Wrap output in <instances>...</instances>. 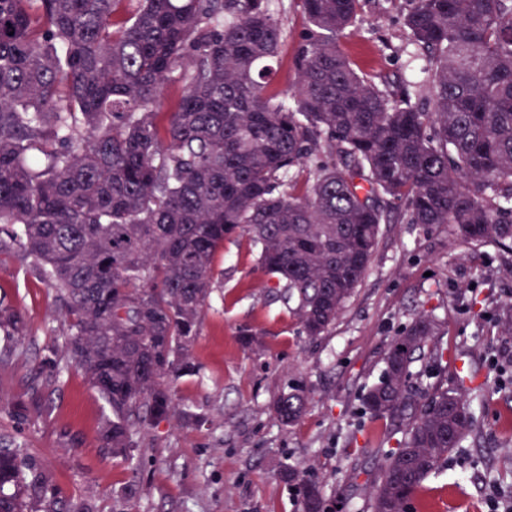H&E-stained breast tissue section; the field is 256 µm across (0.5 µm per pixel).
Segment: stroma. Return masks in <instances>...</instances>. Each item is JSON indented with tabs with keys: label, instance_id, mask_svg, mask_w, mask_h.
<instances>
[{
	"label": "stroma",
	"instance_id": "1",
	"mask_svg": "<svg viewBox=\"0 0 512 512\" xmlns=\"http://www.w3.org/2000/svg\"><path fill=\"white\" fill-rule=\"evenodd\" d=\"M404 0H371L358 29L339 38L353 64L396 90L421 61L410 58L402 27ZM288 38L271 61L274 89L287 92L303 18L296 0H275ZM216 287L189 353L194 374L169 380L179 414L144 432L129 458L113 456L99 434L109 408L64 351L68 324L56 293L19 261L0 255V296L23 314L27 330L0 360V436L28 446L68 504L92 512H300L297 489L278 477L298 465L319 481L327 505L370 512L369 489L381 452L398 437L385 415H358L357 397L376 383L390 341L420 313L433 315L448 364L433 371L419 358L410 382L470 392L475 441L457 449L415 495L414 512H488L496 499L512 506V386L498 385L497 366L512 364V335L496 315L512 298L501 252L467 243L446 228L392 223L368 271L328 332L312 340L297 318L265 294L248 237L224 243L214 266ZM259 331L245 347L241 329ZM55 355L63 372H39ZM301 386L305 411L282 425L271 405L289 385ZM38 386L25 419L11 404Z\"/></svg>",
	"mask_w": 512,
	"mask_h": 512
}]
</instances>
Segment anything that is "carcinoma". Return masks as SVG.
Listing matches in <instances>:
<instances>
[{
  "instance_id": "1",
  "label": "carcinoma",
  "mask_w": 512,
  "mask_h": 512,
  "mask_svg": "<svg viewBox=\"0 0 512 512\" xmlns=\"http://www.w3.org/2000/svg\"><path fill=\"white\" fill-rule=\"evenodd\" d=\"M272 0H0V253L54 288L66 349L111 409L100 440L126 457L169 419L167 378L193 372L224 240L248 236L261 287L325 334L358 288L381 225L440 226L512 254V0H405L402 26L425 79L388 93L338 36L365 0H297L291 93L266 63L285 30ZM171 83L182 94L170 112ZM26 332L0 298V341ZM439 324L418 315L390 342L361 414H389L372 512H413L422 482L471 436L467 395L427 384ZM306 405L292 386L272 409ZM302 512H327L291 464ZM0 512H66L27 449L0 447Z\"/></svg>"
}]
</instances>
